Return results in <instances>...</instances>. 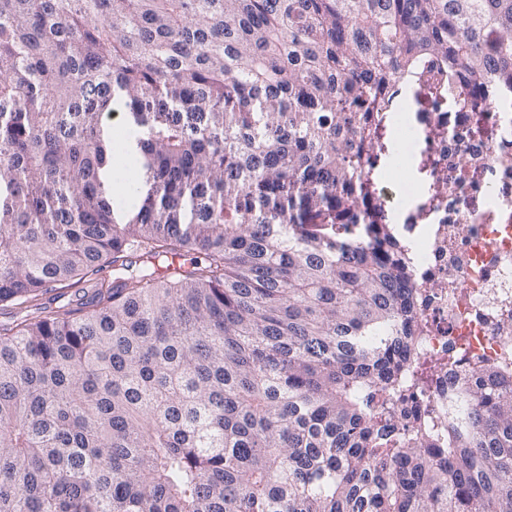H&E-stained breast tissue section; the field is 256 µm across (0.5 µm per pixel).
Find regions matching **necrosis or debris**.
<instances>
[{
    "label": "necrosis or debris",
    "instance_id": "obj_1",
    "mask_svg": "<svg viewBox=\"0 0 512 512\" xmlns=\"http://www.w3.org/2000/svg\"><path fill=\"white\" fill-rule=\"evenodd\" d=\"M422 79L431 98L395 158L422 176L402 221L423 296L418 349L512 369V121L491 101L470 109L473 83L429 65Z\"/></svg>",
    "mask_w": 512,
    "mask_h": 512
}]
</instances>
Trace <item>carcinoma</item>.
Returning a JSON list of instances; mask_svg holds the SVG:
<instances>
[{"mask_svg":"<svg viewBox=\"0 0 512 512\" xmlns=\"http://www.w3.org/2000/svg\"><path fill=\"white\" fill-rule=\"evenodd\" d=\"M424 60L512 99V0H0V512H512V372L410 410L458 367L363 180Z\"/></svg>","mask_w":512,"mask_h":512,"instance_id":"carcinoma-1","label":"carcinoma"}]
</instances>
